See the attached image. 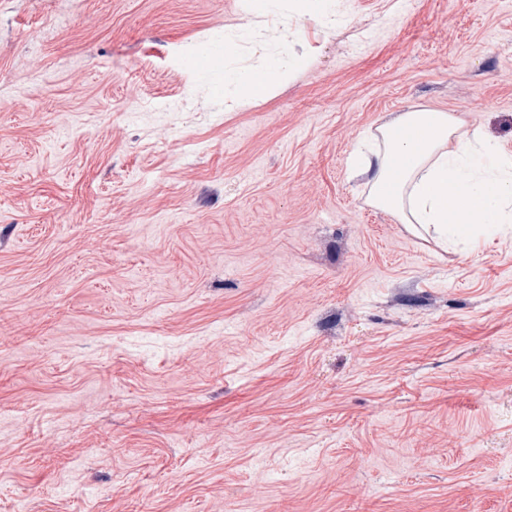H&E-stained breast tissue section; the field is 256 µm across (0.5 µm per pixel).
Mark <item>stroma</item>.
<instances>
[{
  "instance_id": "1",
  "label": "stroma",
  "mask_w": 512,
  "mask_h": 512,
  "mask_svg": "<svg viewBox=\"0 0 512 512\" xmlns=\"http://www.w3.org/2000/svg\"><path fill=\"white\" fill-rule=\"evenodd\" d=\"M334 2L0 0V512H512V226L349 173L417 105L512 160V0ZM293 60L288 57H278L271 65L260 72H230L224 70V94L231 86L236 92V97L243 101H250L274 94L279 84L288 76L293 67ZM265 73L267 77L259 80L258 73Z\"/></svg>"
}]
</instances>
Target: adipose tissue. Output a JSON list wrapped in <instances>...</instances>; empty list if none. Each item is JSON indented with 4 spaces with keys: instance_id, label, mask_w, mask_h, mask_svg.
I'll return each mask as SVG.
<instances>
[{
    "instance_id": "ef3b65f1",
    "label": "adipose tissue",
    "mask_w": 512,
    "mask_h": 512,
    "mask_svg": "<svg viewBox=\"0 0 512 512\" xmlns=\"http://www.w3.org/2000/svg\"><path fill=\"white\" fill-rule=\"evenodd\" d=\"M292 60L276 58L265 79L225 72V86L250 101L274 94ZM460 119L449 112L414 107L378 127L376 149L361 153L369 205L397 215L412 231L434 229L440 242L471 225L512 223V161L482 167L493 149L480 133L461 138Z\"/></svg>"
}]
</instances>
